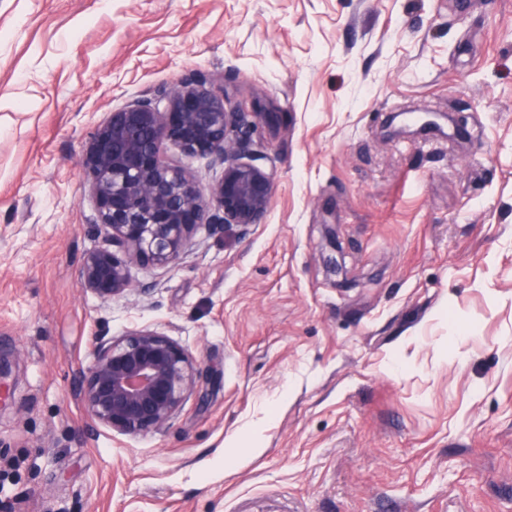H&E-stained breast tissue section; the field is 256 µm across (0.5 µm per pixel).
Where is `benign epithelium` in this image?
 Wrapping results in <instances>:
<instances>
[{
	"label": "benign epithelium",
	"instance_id": "7a95c632",
	"mask_svg": "<svg viewBox=\"0 0 512 512\" xmlns=\"http://www.w3.org/2000/svg\"><path fill=\"white\" fill-rule=\"evenodd\" d=\"M252 121L224 88L182 81L129 102L96 130L83 160L105 246L84 255L78 279L102 300L129 287L127 262L166 266L194 229L264 220L272 185L252 143ZM169 144L206 156L224 175L203 199L190 176L165 158ZM200 369L184 348L149 328L97 338L79 400L91 423L124 435L165 427L197 388Z\"/></svg>",
	"mask_w": 512,
	"mask_h": 512
}]
</instances>
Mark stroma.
Here are the masks:
<instances>
[{
  "mask_svg": "<svg viewBox=\"0 0 512 512\" xmlns=\"http://www.w3.org/2000/svg\"><path fill=\"white\" fill-rule=\"evenodd\" d=\"M186 78L278 113L268 213L99 300L86 147ZM413 106L481 132L387 139ZM145 327L198 389L93 428L97 337ZM0 357V512H512V0H0Z\"/></svg>",
  "mask_w": 512,
  "mask_h": 512,
  "instance_id": "35a3bbf8",
  "label": "stroma"
}]
</instances>
